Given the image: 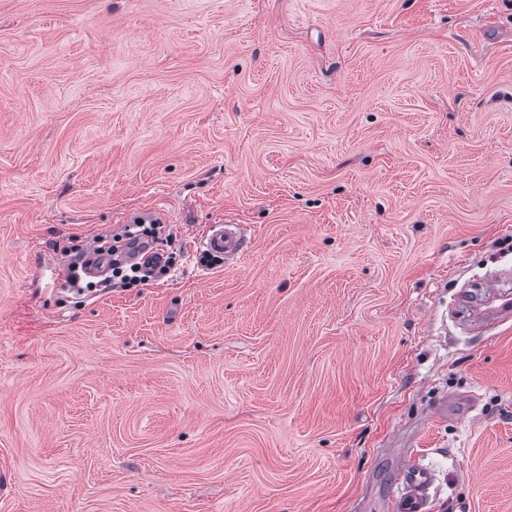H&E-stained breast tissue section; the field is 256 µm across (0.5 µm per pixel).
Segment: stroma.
Wrapping results in <instances>:
<instances>
[{
	"instance_id": "35a3bbf8",
	"label": "stroma",
	"mask_w": 512,
	"mask_h": 512,
	"mask_svg": "<svg viewBox=\"0 0 512 512\" xmlns=\"http://www.w3.org/2000/svg\"><path fill=\"white\" fill-rule=\"evenodd\" d=\"M135 214L174 273L33 262ZM504 273L512 0H0V512H512ZM194 247L230 262L243 253L244 235L238 224H211L195 238ZM397 476L390 491L394 512H428V489L433 483L432 472L411 463L397 466Z\"/></svg>"
}]
</instances>
